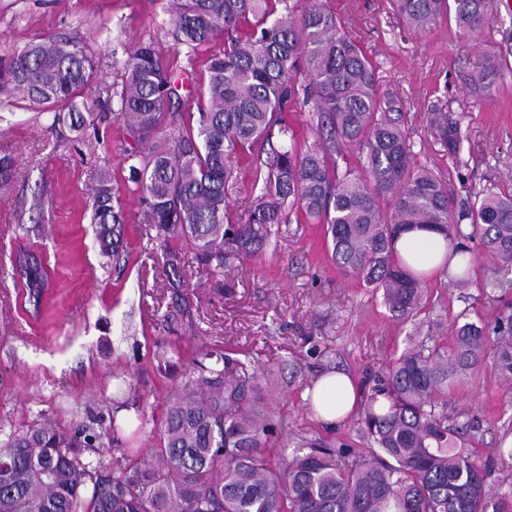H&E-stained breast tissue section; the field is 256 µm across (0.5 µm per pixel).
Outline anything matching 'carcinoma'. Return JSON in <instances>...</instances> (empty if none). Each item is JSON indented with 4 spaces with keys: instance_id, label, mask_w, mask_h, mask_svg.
I'll use <instances>...</instances> for the list:
<instances>
[{
    "instance_id": "obj_1",
    "label": "carcinoma",
    "mask_w": 512,
    "mask_h": 512,
    "mask_svg": "<svg viewBox=\"0 0 512 512\" xmlns=\"http://www.w3.org/2000/svg\"><path fill=\"white\" fill-rule=\"evenodd\" d=\"M279 0H171L173 38L196 48L224 38L208 60L196 127H185L179 77L154 44L121 63V81L87 96L94 55L73 39H32L0 69V103L21 100L54 109L52 124L81 133L94 110L113 111L133 141L129 182L142 205V233L160 250L171 287L194 259L218 273L235 270L265 247L293 214L326 225L336 267L381 291L389 310L414 316L421 274L398 258L407 230L441 234L466 281L480 241L494 263L491 288L512 280V192L475 189L453 213L441 176L414 161L410 132L395 96L380 92L372 62L325 0H296L271 19ZM408 27L424 32L452 16L465 33L487 27L499 0H389ZM492 61L467 75L483 88ZM303 94L317 114V139L301 149L283 117ZM448 152L461 143L443 116ZM281 141L274 147L273 139ZM269 145L255 169L258 194L231 213L227 188L239 160ZM357 165L338 171L336 156ZM0 156V188L15 177ZM91 223L102 255L123 249L127 223L119 187L100 171ZM12 266L39 307L49 287L41 254L20 245ZM492 349L494 370L512 382V307L493 328L454 324L448 347L425 336L368 387L357 413L366 443L356 453L316 439L292 455L273 452L283 421L264 409L250 358L212 351L194 359L167 401L160 441L143 453L116 420L92 419L69 430L38 423L0 442V512H512V491L496 492L490 462L466 448L467 425L448 415V392L464 385ZM118 455L97 451L103 440Z\"/></svg>"
}]
</instances>
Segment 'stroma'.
<instances>
[{
  "label": "stroma",
  "instance_id": "obj_1",
  "mask_svg": "<svg viewBox=\"0 0 512 512\" xmlns=\"http://www.w3.org/2000/svg\"><path fill=\"white\" fill-rule=\"evenodd\" d=\"M170 0H0V66L36 37H72L95 55L100 82H120L128 52L154 44L164 63L184 78V109L196 111V88L223 39L188 49L171 35ZM376 68L381 89L393 92L414 142L419 165L441 173L452 211L472 188L512 191V69L492 77L481 97L465 85L475 54L512 47V0H501L492 25L459 33L454 19L416 32L395 18L387 0H328ZM448 115L463 143L448 155L435 125ZM129 137L118 119L94 121L83 137L52 123L49 112L22 101L0 103V151L12 154L17 176L0 189V441L23 427L50 420L63 428L91 416L116 417L134 444L159 439L167 396L200 348L266 368V400L287 422L285 440L319 437L357 451L365 444L354 420L323 428L304 395L329 371L351 375L357 392L385 372L412 336L453 342L457 314L493 322L512 303V288L486 297L491 264L479 241L473 274L459 286L426 279L421 308L408 321L392 317L381 293L342 275L324 243L323 227L295 218L264 251L236 272L233 294L223 275L189 263L184 302L167 286L159 253L141 235V207L128 180ZM109 167L127 214L118 259L103 257L91 222L100 167ZM44 192L45 207L30 206ZM25 242L54 271L52 298L34 312L12 275L9 255ZM485 358L468 388L448 397L473 427L467 446L493 456L512 441V387Z\"/></svg>",
  "mask_w": 512,
  "mask_h": 512
}]
</instances>
